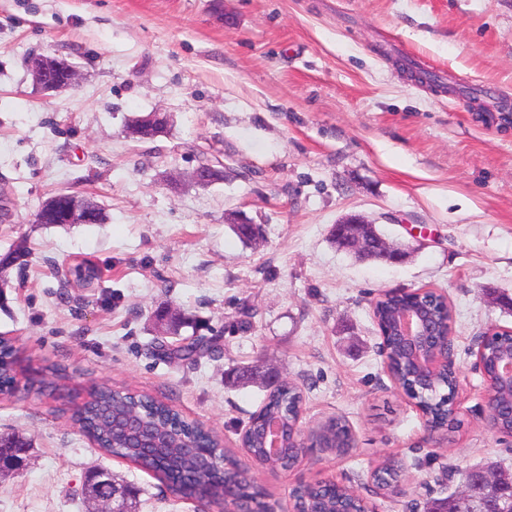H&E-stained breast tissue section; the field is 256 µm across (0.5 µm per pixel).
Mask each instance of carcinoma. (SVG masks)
<instances>
[{
  "label": "carcinoma",
  "instance_id": "cac0c4a2",
  "mask_svg": "<svg viewBox=\"0 0 512 512\" xmlns=\"http://www.w3.org/2000/svg\"><path fill=\"white\" fill-rule=\"evenodd\" d=\"M169 122L157 121L146 126L136 119L126 127V134L139 141L153 140L167 133ZM37 224L43 227L102 224L104 209L85 196L52 195L41 201L36 210ZM29 251L19 246L0 257V279L9 268L24 264ZM415 308L435 316L440 323L452 322V308L434 288H418L413 293L384 296L376 301L373 315L386 333L385 347L389 375L399 380L422 411L448 431L460 426L453 415L451 394L456 378L442 373L429 381L423 380L412 364L411 354L399 337L391 332L392 315L402 308ZM205 347L197 340H184L173 349L181 360L194 361ZM18 350L7 338H0V390L15 386L14 362ZM512 355V333L497 332L485 342L482 361L485 375L498 380L503 359ZM500 406L494 426L501 432L512 431V384L504 382L500 389ZM300 389L285 383L277 393L264 396L262 405L250 420L242 442L251 460L265 468L286 469L297 457L292 439L293 426L301 407ZM136 413L138 424L119 438L112 432L108 419H118ZM71 418L98 448L126 459L144 470L153 472L166 482L178 499L196 500L208 505L228 506L225 490L233 488L235 506L242 512H274L265 501L264 489L255 483L249 468L223 455L218 440L198 422L175 412L165 403L149 394H133L120 387L93 384L87 389V399L71 409ZM156 432L159 446L141 447V429ZM326 448L343 455L349 451L347 425L336 418L320 430ZM31 440L23 433L0 434V475L13 471V465L26 459ZM224 468H219V460ZM402 466L394 458L386 459L372 474L375 485L390 489L399 482ZM124 493V512H137L138 493L134 486L120 480ZM291 497L298 509L313 506L319 512H360L356 494L342 486L321 487L317 484L300 485ZM425 512H512V471H498L493 485L471 484L459 495L434 499L426 504Z\"/></svg>",
  "mask_w": 512,
  "mask_h": 512
}]
</instances>
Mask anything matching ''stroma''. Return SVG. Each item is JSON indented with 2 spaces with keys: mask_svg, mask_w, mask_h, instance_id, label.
Segmentation results:
<instances>
[{
  "mask_svg": "<svg viewBox=\"0 0 512 512\" xmlns=\"http://www.w3.org/2000/svg\"><path fill=\"white\" fill-rule=\"evenodd\" d=\"M35 56L71 62L78 86L40 93ZM407 61L454 93L411 81ZM499 100L512 104V0H0V194L13 213L0 254L31 252L0 291V335L19 353L0 433L33 444L27 466L0 478V512H87L94 468L138 487L140 512H221L100 451L65 406L93 382L147 393L241 461L264 393L224 373L262 359L302 388L309 444L290 468L257 470L275 512H294L291 490L318 479L350 485L370 512H409L456 490L446 469H512L473 365L481 336L512 327L500 301L512 298V132L474 110ZM154 110L168 133L127 137L126 121ZM205 160L226 164L223 182H168ZM60 192L93 197L106 223L36 226L39 202ZM232 213L261 225L258 244L225 224ZM349 215L408 256L338 250L331 230ZM83 262L100 273L89 288L66 275ZM421 287L453 308L454 432L429 431L395 386L372 318L382 293ZM163 305L197 317L207 356L167 357L176 337L151 328ZM334 416L356 438L345 456L313 444ZM386 456L403 460L405 494L375 488Z\"/></svg>",
  "mask_w": 512,
  "mask_h": 512,
  "instance_id": "obj_1",
  "label": "stroma"
}]
</instances>
